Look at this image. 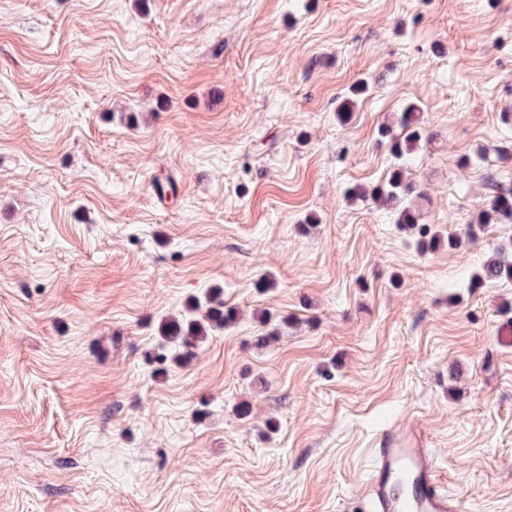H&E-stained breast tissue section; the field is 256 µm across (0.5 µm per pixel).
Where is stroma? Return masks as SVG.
Segmentation results:
<instances>
[{
	"instance_id": "1",
	"label": "stroma",
	"mask_w": 512,
	"mask_h": 512,
	"mask_svg": "<svg viewBox=\"0 0 512 512\" xmlns=\"http://www.w3.org/2000/svg\"><path fill=\"white\" fill-rule=\"evenodd\" d=\"M510 150L512 0H0V512H351L412 424L512 512V285H470L512 223L422 252L347 195L403 167L460 237ZM213 287L237 321L159 363ZM416 112H420L418 108L409 104L398 114L396 123L403 135L392 142L391 151L396 158L412 153L420 145L423 129Z\"/></svg>"
}]
</instances>
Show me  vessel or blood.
Listing matches in <instances>:
<instances>
[{"mask_svg": "<svg viewBox=\"0 0 512 512\" xmlns=\"http://www.w3.org/2000/svg\"><path fill=\"white\" fill-rule=\"evenodd\" d=\"M373 467L352 512H459L441 490L435 456L421 426L385 433L372 451Z\"/></svg>", "mask_w": 512, "mask_h": 512, "instance_id": "obj_1", "label": "vessel or blood"}]
</instances>
